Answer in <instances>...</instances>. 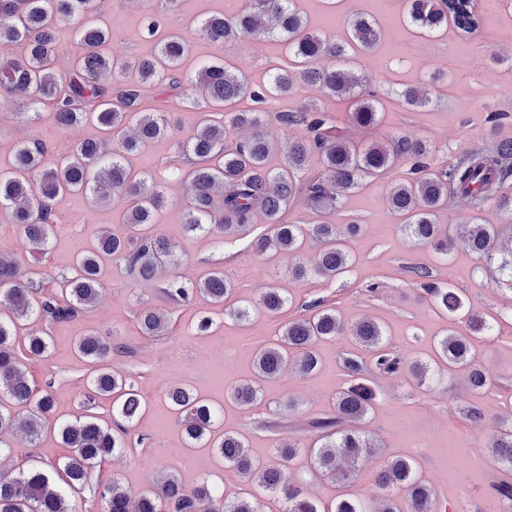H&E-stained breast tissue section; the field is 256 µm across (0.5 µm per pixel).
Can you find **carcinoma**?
Here are the masks:
<instances>
[{
    "label": "carcinoma",
    "instance_id": "1",
    "mask_svg": "<svg viewBox=\"0 0 512 512\" xmlns=\"http://www.w3.org/2000/svg\"><path fill=\"white\" fill-rule=\"evenodd\" d=\"M403 2L406 23L423 36L450 28L468 40L483 26L474 0ZM68 17L77 20L75 39L80 54L72 69L61 74L54 70L53 60L59 21ZM347 30L346 38L334 39L312 28L299 0H246L231 16L219 13L205 18L200 34L215 44L261 37L285 43L296 69L276 71L257 86L223 60L208 64L193 78L185 75L183 63L190 55L191 41L179 31L158 37L160 21L156 16L147 17L143 27L147 37L157 39L154 50L131 63L112 49L111 32L100 17L98 0H0V45L23 46L20 58L0 65V91L21 100L29 110L53 105L54 121L62 129L92 123L99 130L98 138L79 142L51 170H41L46 148L39 142L22 144L10 170H0V212L20 225L28 244L25 258L0 252V437L23 432L32 441L38 439L55 409L51 392H35L22 369L16 347L21 322L33 315L56 323L78 320L100 299L105 260H121L136 282L155 285L174 306H186L198 298L222 305L234 291L221 267L185 285L176 273L180 255L155 230L156 215L166 205L164 192L150 172L136 170L130 163L132 153L169 131L166 110L144 109V100L152 94L174 91L179 102L199 116L193 136L176 144L192 186L182 211L186 233L207 235L216 230L226 237L239 236L259 213L272 229L251 242L255 252L288 253L296 257L293 277L332 282L350 271L349 242L360 235L361 225L354 221L344 226L290 224L285 220L288 210H337L364 180L383 177L400 160L409 158L413 164L408 176L392 184L387 194L388 209L398 219L402 233L412 243L431 246L440 254L448 253L455 240H460L496 268L498 284L512 291V233L503 242L498 227L482 224L477 217L491 203L512 214V139H501L491 148H468L450 164L434 167L427 143L395 136L386 142L358 145L337 129L327 112L306 101L274 115L283 127L305 128L306 136L288 142L284 150L279 140L263 131L268 100H286L300 85L327 97L353 100L351 124L364 128L377 124V94L363 87L350 59L373 49L381 30L360 13L348 18ZM395 95L412 109L432 101L428 91L416 85L404 86ZM245 98L256 107H240ZM205 106H218L224 115L215 120L203 110ZM228 126L253 133L228 146L224 144ZM280 151L284 155L281 167H269L268 157ZM315 154L320 157L322 172L301 178L299 173ZM72 194L86 196L94 206H102L116 195L124 197L128 208L123 231L104 227L95 245L78 253L74 275L63 278L57 292L45 293L43 285L31 277L30 267L49 250L57 201ZM450 202L475 217L443 232L436 217ZM306 238L319 246L312 259L297 256ZM405 269L412 287L454 315L440 341L442 361L463 371L475 392L501 387L500 377L490 374L477 360L474 346V335H495L494 323L473 311L456 289L434 282L428 267L409 264ZM291 304L271 283L257 301L232 305L226 314L242 322L257 312L279 314ZM304 311L303 316L283 325L277 340L256 352L253 376L234 384L228 395L242 406H253L264 399L263 381L292 373L304 378L314 375L320 369L315 352L318 342L345 334L353 337L370 357L351 353L343 358L347 383L333 398L332 413L306 423L320 442L319 447L310 449L314 472L345 485L355 475L358 462L380 447L360 428L378 398L376 376L408 372L423 383L430 378L431 368L390 348L383 325L376 321L347 326L336 308L323 300L304 305ZM136 320L142 335L149 338L165 336L172 327L170 313L150 306L140 308ZM24 347L27 355L43 358L49 353L51 337L31 333ZM76 352L98 366L91 390L97 396L112 397V425H103L91 415L59 424L57 434L70 454L61 463H43L16 474L1 471L0 512H78L70 497L86 489L93 496L91 508L99 512H262L264 495L277 497L281 512H432L436 491L421 479L416 462L402 455L388 458L377 482L383 488L402 490L403 498L388 494L370 506L346 493L329 505L318 503L301 483L285 479L287 463L300 450L296 439L279 443L272 459L262 464L253 459L240 437L214 435L218 411L193 389L180 385L169 387L167 399L185 446L213 449L224 467L236 471L246 484H256L257 490L248 488L226 498L207 480L187 487L171 471L153 479L134 501L116 478L93 487L90 478L99 463L132 444H144V436L132 433L142 403L132 382L107 365L110 355L126 354L127 347L91 332L79 337ZM488 447L504 466L512 468V420L502 422Z\"/></svg>",
    "mask_w": 512,
    "mask_h": 512
}]
</instances>
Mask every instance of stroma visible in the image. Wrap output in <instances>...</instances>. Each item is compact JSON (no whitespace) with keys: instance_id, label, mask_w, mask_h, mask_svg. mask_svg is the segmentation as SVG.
<instances>
[{"instance_id":"obj_1","label":"stroma","mask_w":512,"mask_h":512,"mask_svg":"<svg viewBox=\"0 0 512 512\" xmlns=\"http://www.w3.org/2000/svg\"><path fill=\"white\" fill-rule=\"evenodd\" d=\"M244 4L245 0H180L176 11L161 15L162 30L194 34L193 49L184 63L188 75H196L201 67L219 58L229 59L256 84L265 83L271 69H292L288 51L280 42L246 38L218 46L195 34L202 18L220 12L231 15ZM475 4L483 27L464 42L449 29L432 37L415 36L402 22V0H345L343 13L333 18L324 14L319 0H302L313 26L329 30L335 38L346 36L345 14L356 9L377 13L387 36L379 51L357 55L353 63L355 72L380 97L382 109L376 127H352L346 100L325 98L304 87L298 90L299 98L316 100L338 126L360 141H384L395 135L427 140L437 165L452 161L469 147L490 146L512 138V123L493 131L485 122L487 111L512 112V63L506 60L512 52V0H475ZM101 8L112 30L114 49L130 58L150 54L154 42L141 34L139 21L156 12V0H101ZM402 84L431 85V104L414 110L405 107L395 94ZM171 120L168 137L146 145L133 156L132 163L151 172L165 186L168 206L160 222L164 236L178 245L184 257L179 275L194 281L210 267H223L236 298L245 300L256 299L273 279L293 304L279 315L256 314L250 321L239 323L225 315L221 307L198 300L172 309V335L153 340L140 333L135 313L144 305L165 307L163 296L154 286L135 282L123 262L110 261L100 300L79 320L47 327L41 320L31 319L22 326L18 343H25L26 333L34 330H47L52 338L47 358L27 357L23 363L36 390L50 389L56 408L37 445H29L22 436H12L15 451L6 460L7 470L15 472L66 456L67 450L56 435L62 422L88 412L100 422H111V398H88L94 368L74 350L77 337L92 330L115 337L131 349V356L115 354L107 363L125 374L145 401L146 411L136 431L148 438L147 444L103 461L95 468L93 481L119 479L135 496L146 488L154 473L167 469L176 471L187 486L205 479L219 481L225 495L235 496L243 487L242 481L231 470L215 469L211 449L182 452L181 428L166 398L167 388L183 384L210 399L220 411L217 431L244 436L253 457L267 462L275 440L271 434L257 430L255 420L265 417L303 422L328 414L333 395L346 381L342 361L356 351L355 342L340 336L320 343V372L306 379L291 376L266 383L265 397L258 405L247 407L230 401L225 388L251 376L255 352L275 339L284 323L301 316L302 304L319 298L335 304L346 323L368 317L383 324L389 345L410 360L433 361L449 319L426 295L408 286L404 267L418 263L428 266L440 285L462 292L474 309L496 318V339L490 342L478 338L477 352L481 364L505 378L506 389L471 391L459 371L446 373L442 387L417 384L408 374L380 378L384 397L368 413L362 427L380 441L381 447L361 464L349 488L312 476L310 460L304 454L291 462L288 476L304 481L309 495L321 502L335 501L345 491L369 502L379 493L376 472L387 458L401 454L416 460L421 478L435 489L448 512H458L462 496L468 498L474 512H499L492 486L502 480L512 483V470L498 461L487 443L497 432L500 420L512 410V291L497 285L495 273L483 258L464 246H455L443 256L432 248L414 245L400 232L386 198L391 182L407 175L410 161H399L387 177L365 180L347 197L340 211L324 215L298 208L288 212L286 220L290 223L325 220L345 224L353 220L363 226L362 236L351 244L356 257L351 272L333 282L299 281L288 273L293 263L291 255L252 253V238L269 230L262 219H255L248 234L225 238L220 247L210 237L185 234L181 218L189 183L172 176L170 168L176 162L177 142L193 135L197 114L180 106ZM97 134L91 124L71 131L58 129L49 108H40L35 116L25 115L19 100L0 94L2 167H10L18 142H49L51 148L43 166L50 169L60 155ZM126 206L120 196L105 207L91 206L78 195L61 198L56 206V234L43 261L34 269V280L50 287L72 275L77 252L91 245L103 227L120 230ZM373 283L379 286L374 294L367 290ZM204 317L212 326L203 334L197 325ZM286 392L294 397L295 406L281 403ZM472 405L485 413L481 427L471 426L461 414Z\"/></svg>"}]
</instances>
